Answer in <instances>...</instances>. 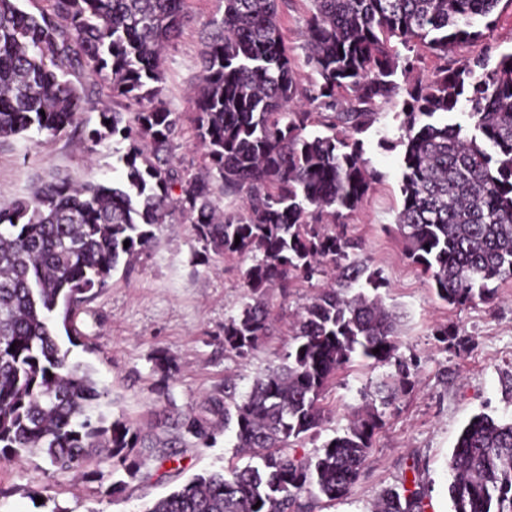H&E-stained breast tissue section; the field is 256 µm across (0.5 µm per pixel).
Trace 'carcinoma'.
<instances>
[{
    "label": "carcinoma",
    "instance_id": "1",
    "mask_svg": "<svg viewBox=\"0 0 512 512\" xmlns=\"http://www.w3.org/2000/svg\"><path fill=\"white\" fill-rule=\"evenodd\" d=\"M45 2L31 13L0 0V140L57 136L95 111L83 140L126 143L125 176L114 186L58 175L0 204V458L39 452L57 471L96 479L85 465L103 451L133 476L141 449L154 455L188 437L205 447L216 426H232L236 447L258 463L199 475L148 512H306V496L345 497L381 426L376 407L313 459L287 449L321 427V396L355 359L396 367L374 390L384 405L411 385L381 297L348 295L362 281L388 287L350 258L358 243L343 230L379 178L359 135L403 90L397 75L415 68L414 47L442 61L426 84L405 89L397 142L381 139L404 147L397 230L439 299L464 306L494 295L490 284L512 279V50L493 68L480 56L450 68L448 57L512 0H312L306 85L280 33L288 0H217L193 86L196 172L174 161L184 115L163 98V50L187 22L185 0ZM86 74L100 87L83 84ZM104 89L139 109L95 107ZM462 100L469 126L448 123ZM177 220L192 225L205 258L252 261L241 310L224 322V350L238 357L271 334V292L319 281L329 266L336 278L304 306L282 364L242 402L210 399L178 423V436L147 439L97 410L103 391L54 326L72 345L87 338L83 315L119 264L129 268ZM448 467L453 512H512V422L472 417ZM424 500L413 479L385 492L375 512H424Z\"/></svg>",
    "mask_w": 512,
    "mask_h": 512
}]
</instances>
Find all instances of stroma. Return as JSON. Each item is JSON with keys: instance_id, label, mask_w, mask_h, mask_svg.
Masks as SVG:
<instances>
[{"instance_id": "35a3bbf8", "label": "stroma", "mask_w": 512, "mask_h": 512, "mask_svg": "<svg viewBox=\"0 0 512 512\" xmlns=\"http://www.w3.org/2000/svg\"><path fill=\"white\" fill-rule=\"evenodd\" d=\"M215 0H188V22L165 51V97L176 111L191 115L189 89L199 74L203 36ZM310 0H289L281 13V33L296 70L306 63L305 19ZM512 47V10H504L482 41L461 46L457 63ZM395 106L386 105L378 123L362 136L364 156L380 178L346 227L362 244L358 252L370 269L388 281L384 302L399 316L398 344L403 359L415 360L412 385L382 407L383 425L358 482L342 499L317 502L312 512H373L380 495L419 479L426 512H452L448 498V458L462 428L484 412L512 420V280L499 283L493 300L453 306L441 301L427 276L409 259L397 231L401 208V148H387L381 137L397 139ZM123 142L109 138L92 145L77 132L57 137L32 135L0 143V203L28 197L36 184L61 174L76 182L119 183L124 168L117 158ZM201 246L191 225L168 224L157 233L149 254L131 270L117 269L108 288L90 305L86 344L72 347L73 360L92 366L101 404L110 419L128 422L151 437L174 430L178 419L200 411L212 398L231 393L239 402L255 379L281 363L292 341L303 305L317 294L316 283L298 282L287 295L269 300L273 331L248 357L224 351V323L243 301L242 275L251 261L239 256L201 262ZM455 332L453 341L437 340V329ZM167 359L161 371L158 359ZM391 366L370 368L356 361L337 372L320 404L327 416L317 433L296 441L290 452L311 458L361 412L362 391L394 374ZM249 452L237 448L234 430L217 429L210 446L177 448L171 459L147 460L129 478L106 457H93L91 469L102 480L87 482L53 471L42 456L22 462L0 459V512H144L190 478L244 467Z\"/></svg>"}]
</instances>
